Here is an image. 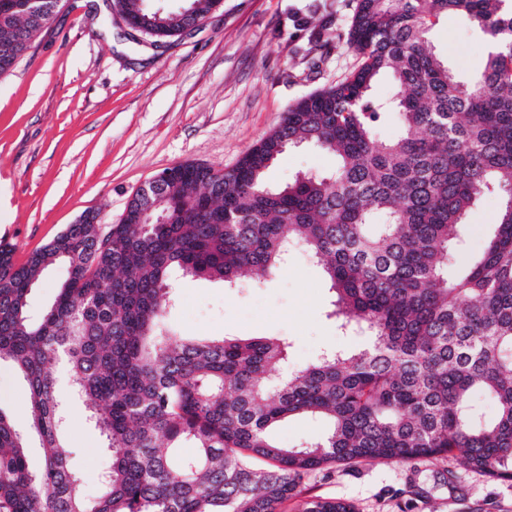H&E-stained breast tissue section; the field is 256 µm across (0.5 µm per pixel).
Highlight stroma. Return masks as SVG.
Masks as SVG:
<instances>
[{
    "label": "stroma",
    "mask_w": 512,
    "mask_h": 512,
    "mask_svg": "<svg viewBox=\"0 0 512 512\" xmlns=\"http://www.w3.org/2000/svg\"><path fill=\"white\" fill-rule=\"evenodd\" d=\"M356 0H222L192 33L157 46L124 38L108 22L110 0H63L48 27L8 75L0 77V240L16 264L86 211L118 223L128 199L160 170L196 162L218 171L279 123L288 105L356 70L347 42ZM330 22L329 45L310 43ZM437 53L461 78L481 70L486 36L466 18L436 20ZM311 146L286 150L267 173L281 185L300 172L334 170ZM498 194L469 212L461 258L481 252L501 209ZM331 293L302 247L288 265L237 287L178 279L167 328L182 337L280 336L302 367L323 350H352L363 337L329 318ZM26 383L0 365V408L25 429ZM64 439L88 495H96L109 453L78 402H69ZM301 499L337 498L356 512H512V483L465 469L453 457L365 462L317 471Z\"/></svg>",
    "instance_id": "obj_1"
}]
</instances>
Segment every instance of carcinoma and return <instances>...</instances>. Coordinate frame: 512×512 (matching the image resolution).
Wrapping results in <instances>:
<instances>
[{"label":"carcinoma","instance_id":"obj_1","mask_svg":"<svg viewBox=\"0 0 512 512\" xmlns=\"http://www.w3.org/2000/svg\"><path fill=\"white\" fill-rule=\"evenodd\" d=\"M59 0H0V76L47 27ZM220 0L156 6L112 0L131 30L161 41ZM467 17L491 42L484 68L460 78L435 52L434 20ZM346 79L288 106L225 173L173 166L118 224H69L26 263L0 241V362L27 382L29 433L0 408V512H280L310 473L366 460L452 456L512 481V0H358ZM389 98L374 95L380 76ZM396 115L400 134L377 123ZM336 157L327 174L281 187L267 169L289 147ZM503 198L482 252L454 263L466 218ZM165 218L144 223V211ZM296 245L321 265L331 316L370 344L324 351L287 370L285 338L183 339L163 329L181 274L231 287L281 270ZM66 277L33 323L42 273ZM104 439L110 462L89 497L62 441L58 375ZM492 400L487 418L475 395ZM321 417L319 439L285 448L269 435ZM43 465L27 463L29 435ZM300 512H354L334 498Z\"/></svg>","mask_w":512,"mask_h":512}]
</instances>
